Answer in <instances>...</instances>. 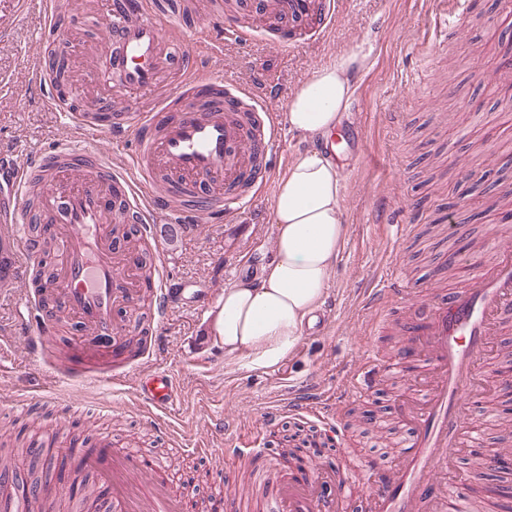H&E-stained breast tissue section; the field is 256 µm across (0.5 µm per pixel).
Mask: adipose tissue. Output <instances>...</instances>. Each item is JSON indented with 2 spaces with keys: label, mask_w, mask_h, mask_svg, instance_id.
Instances as JSON below:
<instances>
[{
  "label": "adipose tissue",
  "mask_w": 512,
  "mask_h": 512,
  "mask_svg": "<svg viewBox=\"0 0 512 512\" xmlns=\"http://www.w3.org/2000/svg\"><path fill=\"white\" fill-rule=\"evenodd\" d=\"M357 54L315 70L290 94L287 121L322 135L339 123L354 94ZM342 180L319 149L300 154L281 178L273 209L275 256L257 279L224 289L214 332L225 355L253 369L280 363L301 338L304 321L323 298L346 235Z\"/></svg>",
  "instance_id": "obj_1"
}]
</instances>
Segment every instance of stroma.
Returning a JSON list of instances; mask_svg holds the SVG:
<instances>
[{
    "label": "stroma",
    "mask_w": 512,
    "mask_h": 512,
    "mask_svg": "<svg viewBox=\"0 0 512 512\" xmlns=\"http://www.w3.org/2000/svg\"><path fill=\"white\" fill-rule=\"evenodd\" d=\"M213 8L212 16L186 23L207 28L221 48L219 55L202 57L199 71L243 83L262 74L272 78L277 92L264 104L279 121L277 147L270 181L252 192L242 222L200 215L190 224L158 225L168 249L165 272L184 297L160 323L152 356L123 355L101 369L77 372L56 349L33 353L37 337L20 326L22 291L0 287V434L22 431L27 440L51 445L60 459L70 458L76 434L137 436L142 450L165 462L173 490L202 506L247 490L242 476L254 463L225 459V446L248 444L275 455L284 436L320 433V421L309 415L268 419V410L298 393L341 405L339 444L319 442L309 448L307 461L333 466L343 449L352 448L376 467H394L388 442L409 433L397 401L420 377V364L404 367L395 382L376 383L365 397L350 395L345 386L366 347L387 359L402 349L386 333L364 331L372 317L366 301L374 279L393 262L414 288L411 309L386 312L398 325L442 290L462 286L470 264L508 245L489 235L504 215L486 210L483 201L512 184V154L502 147L512 141V111L506 107L512 77L499 68L512 51V8L505 0H472L457 30L443 22L449 10L444 0H339L337 21L325 36L293 49L280 48L273 31L260 25L252 40L234 39L224 30L221 0ZM102 19L96 0H68L63 26L72 39L74 65L93 91L77 99L87 110L95 106V94L108 91L103 76L85 62L92 52L87 33ZM43 22L38 0L23 15L0 17V156L21 163L72 139L51 103L52 87L30 79L44 61L38 40ZM351 52L363 55L364 65L349 110L362 114L366 128L359 157L349 154L346 143L337 145L347 233L323 304L329 328L303 334L279 365L253 370L225 355L213 331V312L225 286L236 281L234 266L243 255L253 253L261 263L273 259L278 182L315 145L288 125L290 90ZM392 112L404 113V122L390 123ZM400 224L408 227L401 240L395 236ZM472 240L481 247L470 253L466 245ZM455 254L467 255L469 263L456 265L451 280L445 267ZM203 290L211 297L201 302ZM496 366L489 359L481 374L484 390L466 412L479 443L458 452L448 475L449 488L466 486L475 496L512 485V469L503 466L486 468L484 480L472 478L477 457L512 459V391L502 388ZM154 369L170 374L176 387V402L165 412L144 407L133 391L136 377ZM201 441L208 443V453L196 452Z\"/></svg>",
    "instance_id": "obj_1"
}]
</instances>
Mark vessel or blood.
<instances>
[{"label": "vessel or blood", "mask_w": 512, "mask_h": 512, "mask_svg": "<svg viewBox=\"0 0 512 512\" xmlns=\"http://www.w3.org/2000/svg\"><path fill=\"white\" fill-rule=\"evenodd\" d=\"M250 18L268 19L283 47L324 36L337 14L332 0H243ZM180 15L143 0H112L105 37L112 43V75L117 84L97 112L68 110L77 130H103L116 138L132 137L136 151L118 166L98 153L71 145L15 163L0 158V283L19 284L30 309H45L47 321L36 326L41 336L54 332L56 313L75 316L87 338L75 346L76 362L104 364L115 353L113 336L121 308L143 287L153 293L151 314L160 321L181 293L177 284L157 275L144 284L136 274L134 250H116L109 228L128 224L138 236L156 239L162 223H184L198 214L232 217L252 188L270 180L275 147V120L262 105L273 93L264 78L244 85L222 74L195 73L194 60L204 40L177 48L168 30ZM40 183L37 198L27 196ZM48 224L64 257L41 299L33 279L40 247L24 237L26 223ZM413 291L399 268L379 278L371 304L382 310L406 304ZM512 315V249L500 251L495 265L472 274L460 289L441 292L425 320L403 328V361L421 357L432 382L415 406L412 428L396 451L397 463L386 472L368 471V512H464L466 500L442 492L436 480L456 456L464 437L466 406L481 365V350L497 321ZM383 362L368 353L362 367L348 375L358 395L372 388ZM139 400L164 411L173 401L171 376L163 371L137 381ZM289 414L322 419L331 436H339L337 404L289 398ZM121 440L100 436L77 457L94 471L109 494L108 512H187L188 502L173 496L161 462L136 453H121ZM272 498L269 512H345V487L338 474L284 471L276 457L255 448Z\"/></svg>", "instance_id": "obj_1"}]
</instances>
